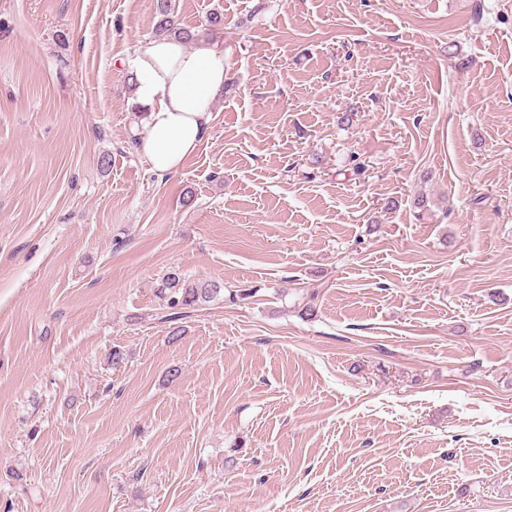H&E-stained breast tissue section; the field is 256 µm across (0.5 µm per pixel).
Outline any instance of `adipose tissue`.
I'll use <instances>...</instances> for the list:
<instances>
[{
    "label": "adipose tissue",
    "instance_id": "1",
    "mask_svg": "<svg viewBox=\"0 0 512 512\" xmlns=\"http://www.w3.org/2000/svg\"><path fill=\"white\" fill-rule=\"evenodd\" d=\"M136 99L147 112L135 130L138 150L155 171L178 170L207 137L212 102L224 91V53L208 44L187 49L173 37L141 41L131 61Z\"/></svg>",
    "mask_w": 512,
    "mask_h": 512
}]
</instances>
